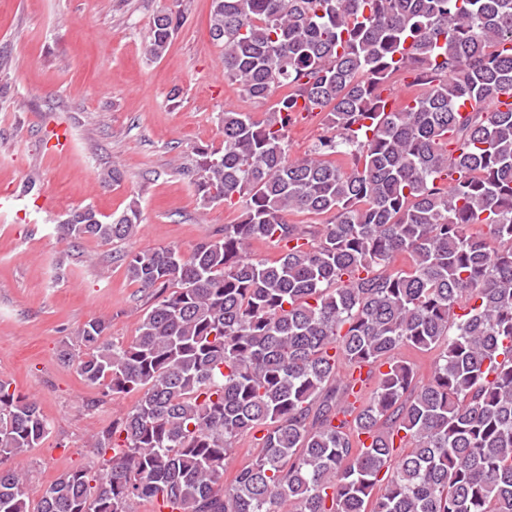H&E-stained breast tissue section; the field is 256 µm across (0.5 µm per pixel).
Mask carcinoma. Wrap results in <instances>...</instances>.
I'll use <instances>...</instances> for the list:
<instances>
[{"instance_id": "carcinoma-1", "label": "carcinoma", "mask_w": 512, "mask_h": 512, "mask_svg": "<svg viewBox=\"0 0 512 512\" xmlns=\"http://www.w3.org/2000/svg\"><path fill=\"white\" fill-rule=\"evenodd\" d=\"M183 20L157 12L146 54ZM210 33L245 95L288 89L262 116L224 110L222 141L197 150L201 205L238 216L188 253L126 257L152 291L136 335L94 318L60 356L141 397L90 436L98 471L37 503L0 468V512H512V108L483 107L512 98V0H212ZM404 71L417 89L393 110ZM300 112L325 131L292 158ZM141 223L134 201L61 228L113 243ZM402 348L437 351L425 380ZM51 429L0 380V462ZM243 435L259 452L226 485Z\"/></svg>"}]
</instances>
